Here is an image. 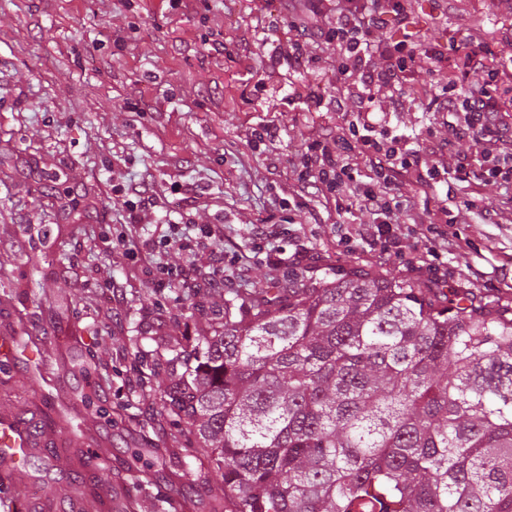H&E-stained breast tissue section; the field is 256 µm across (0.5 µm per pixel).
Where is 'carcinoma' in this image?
Segmentation results:
<instances>
[{"instance_id": "obj_1", "label": "carcinoma", "mask_w": 512, "mask_h": 512, "mask_svg": "<svg viewBox=\"0 0 512 512\" xmlns=\"http://www.w3.org/2000/svg\"><path fill=\"white\" fill-rule=\"evenodd\" d=\"M163 408L213 512H512V307L292 269L212 310Z\"/></svg>"}]
</instances>
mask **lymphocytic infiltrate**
<instances>
[{
	"mask_svg": "<svg viewBox=\"0 0 512 512\" xmlns=\"http://www.w3.org/2000/svg\"><path fill=\"white\" fill-rule=\"evenodd\" d=\"M314 15L336 13L332 29L310 31L300 20L290 23L294 36L288 57L295 63L307 59L306 47L316 38L336 43V81L345 97L337 98V111L351 110L349 131L361 153L367 155L374 173L372 183H357L352 174L347 148L332 136L309 143L301 155L298 180L289 186V195L315 189L339 200H348L360 210L378 217L373 230L360 232L380 254H402L403 247L393 232L391 220L404 215L406 223L425 227L431 238L444 246L463 251L469 238L450 234L458 218L447 206L419 209L407 199L388 194L389 185L408 181L420 193L438 184L456 180L474 187L494 181L512 187V122L504 113L512 112V57L504 59L493 50L490 39L463 31L453 47L425 41L406 31L402 39H379L388 22L407 23L409 0H309ZM416 72L447 73L448 84L430 100V109L452 116L449 140L470 139L477 163L467 158L446 168L421 158L417 149L400 147L397 140L377 137L371 120L378 107V95L385 88L399 87Z\"/></svg>",
	"mask_w": 512,
	"mask_h": 512,
	"instance_id": "lymphocytic-infiltrate-1",
	"label": "lymphocytic infiltrate"
}]
</instances>
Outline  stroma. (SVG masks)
Listing matches in <instances>:
<instances>
[{
	"label": "stroma",
	"mask_w": 512,
	"mask_h": 512,
	"mask_svg": "<svg viewBox=\"0 0 512 512\" xmlns=\"http://www.w3.org/2000/svg\"><path fill=\"white\" fill-rule=\"evenodd\" d=\"M294 15L307 18L303 0H0V279L13 294L0 304V338L13 347L0 415L35 421L50 441L30 456L20 497L70 512L78 495L83 512H101L98 488L69 478L92 449L108 448L120 512H171L169 493L191 485L192 512H211L220 480L164 413L163 389L173 349L209 332L207 311L225 292L330 264L512 298V223L471 211L452 227L472 236L471 248L437 258L426 254L424 227L398 224L408 254L382 256L352 238L371 216L337 213L318 193L288 195L304 146L347 133L349 121L295 97L302 87L328 98L337 89L335 45L308 46V66L289 63ZM479 16L498 36L495 51L512 55L502 37L512 9L496 0H411L407 29L446 44ZM404 30L392 22L380 36ZM446 81L420 72L402 90L383 89L377 131L447 140L445 117L416 93ZM267 126L278 136L254 145ZM145 183L163 185L164 196L129 213L124 191ZM132 220L135 275L109 249ZM203 224L223 225V239L200 238ZM264 224L276 236L263 249L253 232ZM240 259L251 262L249 278L233 272ZM218 268L215 292L204 281ZM186 269L196 275L184 281ZM113 286L123 291L114 323L105 316ZM135 448L152 465L148 477L132 470Z\"/></svg>",
	"instance_id": "stroma-1"
}]
</instances>
